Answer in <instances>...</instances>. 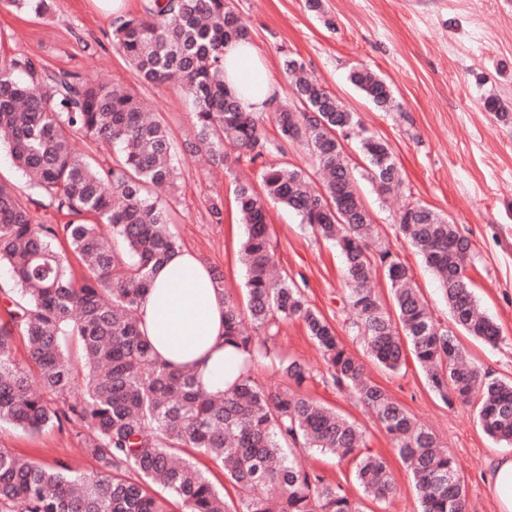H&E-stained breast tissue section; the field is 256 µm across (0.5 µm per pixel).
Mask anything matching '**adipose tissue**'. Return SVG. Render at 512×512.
Masks as SVG:
<instances>
[{
	"instance_id": "adipose-tissue-1",
	"label": "adipose tissue",
	"mask_w": 512,
	"mask_h": 512,
	"mask_svg": "<svg viewBox=\"0 0 512 512\" xmlns=\"http://www.w3.org/2000/svg\"><path fill=\"white\" fill-rule=\"evenodd\" d=\"M224 81L245 111H273V78L252 43L224 47ZM141 329L162 360L197 374L205 393H223L241 358L224 346V291L208 265L180 248L156 268L139 306Z\"/></svg>"
}]
</instances>
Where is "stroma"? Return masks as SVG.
Masks as SVG:
<instances>
[{"instance_id": "1", "label": "stroma", "mask_w": 512, "mask_h": 512, "mask_svg": "<svg viewBox=\"0 0 512 512\" xmlns=\"http://www.w3.org/2000/svg\"><path fill=\"white\" fill-rule=\"evenodd\" d=\"M313 12L306 0H233L250 38L267 61L281 92V105L293 102L283 59L300 58L310 77L335 94L360 121V131L385 140L397 161L402 184L378 194L362 177L364 159L358 134L344 142L356 172L360 196L381 245L408 269L438 323L452 319L437 281L418 252L399 232L396 218L409 205L433 209L454 224L471 243L468 273L484 311L501 329L490 347L468 336L460 341L468 359L491 377L512 380V122L485 110L498 99L512 112V0H322ZM114 15L94 0H51L42 16L0 4V54L31 58L48 73L67 72L118 82L152 102L175 143L192 133L193 108L174 89L142 82L112 43ZM386 77L395 102L382 112L349 83L352 67ZM258 165L241 161L228 169L209 165L205 156H183L178 188L168 196L169 219L184 248L200 254L220 272L224 291L235 302L245 299V271L239 257L244 226L234 200L236 177H257ZM224 202L223 221L208 212L212 198ZM270 243L281 273L301 287L357 356L352 313L341 302L343 262L335 247L301 224L291 210L274 204ZM280 358L308 363L313 377L302 394L335 408L368 436L373 451L386 456L396 495L379 506L348 485L363 512H419L412 472L391 451V443L372 414L348 391L325 378L326 367L315 342L297 321L281 323L274 342ZM370 378L386 389L452 456L467 489V512H499L486 486L489 462L512 452L490 438L477 423L472 406L444 403L420 368L407 364L397 372L368 364ZM0 447L27 458L64 461L84 473L98 470L81 454L72 427L49 428L37 435L0 426Z\"/></svg>"}]
</instances>
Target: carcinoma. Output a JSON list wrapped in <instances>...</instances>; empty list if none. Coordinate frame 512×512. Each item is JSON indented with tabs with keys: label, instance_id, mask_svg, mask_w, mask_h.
Listing matches in <instances>:
<instances>
[{
	"label": "carcinoma",
	"instance_id": "obj_1",
	"mask_svg": "<svg viewBox=\"0 0 512 512\" xmlns=\"http://www.w3.org/2000/svg\"><path fill=\"white\" fill-rule=\"evenodd\" d=\"M41 16L48 0H0ZM231 0H150L144 15L113 22L112 41L141 80L176 83L195 106L193 137L181 147L143 100L119 84L69 73L44 74L28 57L0 64V144L31 181L24 203L0 183V266L12 287H0V423L29 433L78 426L83 452L99 462L93 475L63 461L21 458L0 448V512H168L173 498L185 512H362L340 483L302 462L306 453L352 466L350 479L379 503L396 495L388 461L372 452L351 420L288 388H266L240 372L220 395L201 389L197 375L159 362L141 331L138 305L151 273L181 247L158 192L174 186L177 154L208 155L228 165L230 145L261 162V190L238 182L235 201L245 235V306L224 297V345L249 363L276 356L270 346L282 321H300L322 353L336 386L350 391L390 437L394 454L412 471L420 512H465L466 486L455 460L434 434L366 373L336 329L311 307L298 284L277 272L270 245L268 204L300 217L343 258L342 303L353 328L380 367L396 372L408 359L447 403H477L491 438L512 446V380L491 378L469 362L457 335L436 324L406 266L373 233L357 178L336 133L356 124L354 113L288 56L296 105L273 113L279 139L268 137L224 84V44L248 40ZM20 71L26 79L19 80ZM349 81L377 109L394 103L391 83L356 67ZM84 143L86 149L78 148ZM291 142L304 144L325 174L321 188L301 169L262 162ZM114 153L103 166L93 148ZM367 176L381 194L397 190L400 170L389 145L360 139ZM70 217L42 224L35 209ZM399 231L438 281L454 324L490 346L501 330L479 306L467 269L471 244L430 208H404ZM80 273H75L71 259ZM383 269L396 316L372 288ZM30 362L13 358L15 335ZM77 341L83 383L69 341ZM283 373L301 386L311 369L290 360ZM186 448L222 469L230 489L179 453ZM240 507H229V490Z\"/></svg>",
	"mask_w": 512,
	"mask_h": 512
}]
</instances>
